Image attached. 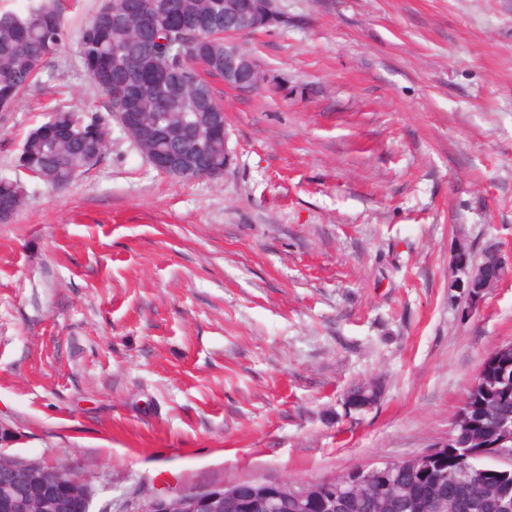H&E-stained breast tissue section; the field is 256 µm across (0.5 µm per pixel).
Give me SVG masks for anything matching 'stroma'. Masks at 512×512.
I'll list each match as a JSON object with an SVG mask.
<instances>
[{
    "mask_svg": "<svg viewBox=\"0 0 512 512\" xmlns=\"http://www.w3.org/2000/svg\"><path fill=\"white\" fill-rule=\"evenodd\" d=\"M68 33L0 109V424L10 456L70 467L90 512L418 455L512 341V277L471 317L456 245L512 263V0H276L243 36L268 81L209 82L216 179L153 167L120 131L52 190L17 166L58 107L105 109ZM382 387L346 415L344 393ZM26 191L18 180L0 176V219L17 212L24 204ZM468 260V252H465V248L456 247L452 255V268L453 277L450 282V286L455 289L459 296L464 299L471 288V273Z\"/></svg>",
    "mask_w": 512,
    "mask_h": 512,
    "instance_id": "obj_1",
    "label": "stroma"
}]
</instances>
